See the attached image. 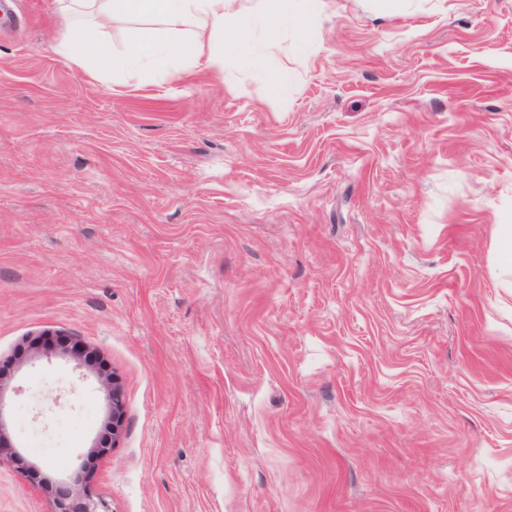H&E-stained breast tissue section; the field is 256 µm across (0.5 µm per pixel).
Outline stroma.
Listing matches in <instances>:
<instances>
[{
	"label": "stroma",
	"mask_w": 512,
	"mask_h": 512,
	"mask_svg": "<svg viewBox=\"0 0 512 512\" xmlns=\"http://www.w3.org/2000/svg\"><path fill=\"white\" fill-rule=\"evenodd\" d=\"M0 17V414L110 512H512V0H323L259 67L92 76ZM288 93L269 90L270 75ZM78 336L79 378L34 342ZM0 460V512H53ZM110 402V414L108 416L112 429L111 441H105L103 437L100 440H95L92 446L87 449L86 456L88 458L97 457L108 448L115 446L116 442L120 439L125 416V400L123 391L117 382V379L112 376V387L107 390Z\"/></svg>",
	"instance_id": "stroma-1"
}]
</instances>
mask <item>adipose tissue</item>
I'll return each instance as SVG.
<instances>
[{"label": "adipose tissue", "mask_w": 512, "mask_h": 512, "mask_svg": "<svg viewBox=\"0 0 512 512\" xmlns=\"http://www.w3.org/2000/svg\"><path fill=\"white\" fill-rule=\"evenodd\" d=\"M68 24L57 44L68 63L92 75L104 72L131 74L165 65L211 67L225 52L237 50L250 28L262 26L266 39H274L284 24L314 23L320 0H300L289 10L288 0H57ZM157 18L169 32L155 39H136L115 52L105 34L116 16Z\"/></svg>", "instance_id": "ef3b65f1"}]
</instances>
